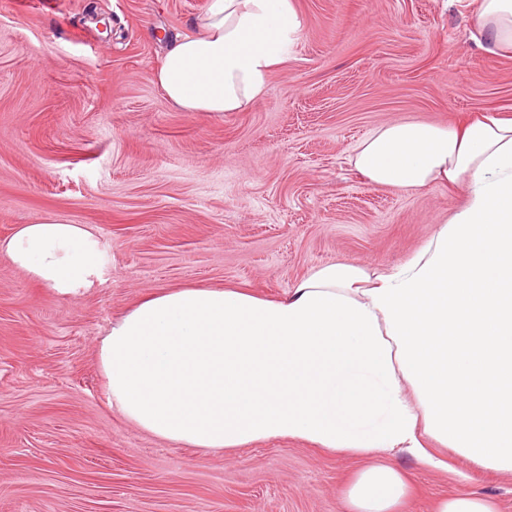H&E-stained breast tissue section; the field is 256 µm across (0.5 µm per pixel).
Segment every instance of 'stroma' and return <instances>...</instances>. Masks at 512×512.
<instances>
[{
	"mask_svg": "<svg viewBox=\"0 0 512 512\" xmlns=\"http://www.w3.org/2000/svg\"><path fill=\"white\" fill-rule=\"evenodd\" d=\"M302 29L244 112H180L166 38L208 0H0V238L88 225L100 281L61 296L0 261V512H342L362 457L273 439L212 452L112 410L97 342L162 288L275 298L333 262L388 270L464 185L369 182L351 159L392 121L512 117V54L481 51L477 0H294ZM406 512L474 491L512 512V475L395 458Z\"/></svg>",
	"mask_w": 512,
	"mask_h": 512,
	"instance_id": "obj_1",
	"label": "stroma"
}]
</instances>
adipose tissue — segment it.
I'll return each mask as SVG.
<instances>
[{"label":"adipose tissue","instance_id":"1","mask_svg":"<svg viewBox=\"0 0 512 512\" xmlns=\"http://www.w3.org/2000/svg\"><path fill=\"white\" fill-rule=\"evenodd\" d=\"M170 41L157 81L184 112H240L297 41L293 0H209ZM480 46L512 52V0H479ZM370 182L466 185V201L392 271L333 263L286 294L160 290L113 320L98 361L113 410L190 448L293 438L371 455L343 512H399L405 453L443 468L429 442L512 474V118L448 129L394 121L358 147ZM0 259L58 294L91 287L92 230L49 215L0 240Z\"/></svg>","mask_w":512,"mask_h":512}]
</instances>
